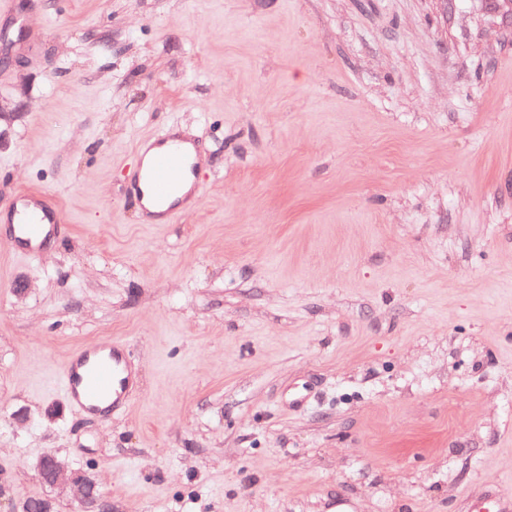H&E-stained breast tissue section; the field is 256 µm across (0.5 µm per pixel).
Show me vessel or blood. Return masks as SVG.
<instances>
[{
	"instance_id": "1",
	"label": "vessel or blood",
	"mask_w": 512,
	"mask_h": 512,
	"mask_svg": "<svg viewBox=\"0 0 512 512\" xmlns=\"http://www.w3.org/2000/svg\"><path fill=\"white\" fill-rule=\"evenodd\" d=\"M155 145L148 161L135 169L130 188L141 205L157 210L161 223L175 224L188 206L199 202L202 190L188 183L196 168L184 140L164 134ZM8 215L0 225V244L21 261L41 257L44 242L64 221L59 207L44 204L41 195L27 190L18 191ZM58 377L65 400L81 414L106 419L128 405L131 372L123 341L105 340L75 349Z\"/></svg>"
}]
</instances>
